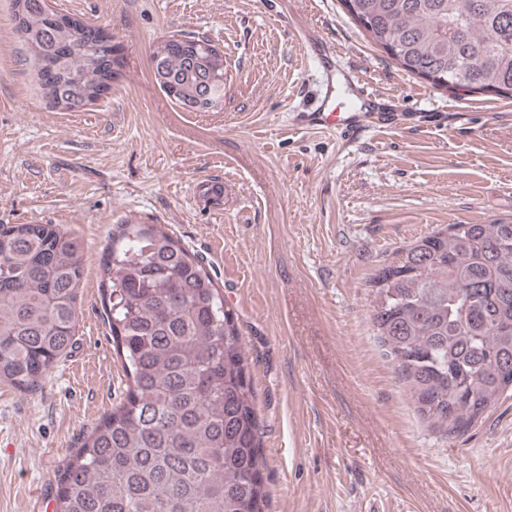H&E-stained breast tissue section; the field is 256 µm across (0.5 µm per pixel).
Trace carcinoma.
Here are the masks:
<instances>
[{
	"instance_id": "obj_1",
	"label": "carcinoma",
	"mask_w": 512,
	"mask_h": 512,
	"mask_svg": "<svg viewBox=\"0 0 512 512\" xmlns=\"http://www.w3.org/2000/svg\"><path fill=\"white\" fill-rule=\"evenodd\" d=\"M401 69L434 87L512 98V0H342ZM43 98L77 112L112 86L99 28L13 0ZM183 105L224 101V55L167 51ZM80 244L55 224H0V380L38 384L72 344ZM125 400L56 476L55 512H264L256 395L238 316L203 259L159 224H120L102 263ZM372 323L418 415L459 437L512 390V220L449 224L370 280Z\"/></svg>"
}]
</instances>
